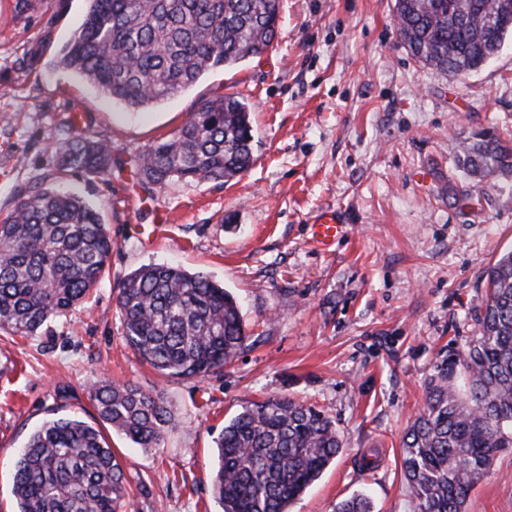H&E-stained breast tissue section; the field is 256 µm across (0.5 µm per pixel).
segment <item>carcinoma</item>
I'll list each match as a JSON object with an SVG mask.
<instances>
[{
	"label": "carcinoma",
	"instance_id": "1",
	"mask_svg": "<svg viewBox=\"0 0 512 512\" xmlns=\"http://www.w3.org/2000/svg\"><path fill=\"white\" fill-rule=\"evenodd\" d=\"M56 65L131 110L193 87L210 69L263 55L282 0H88ZM407 52L456 77L481 69L512 36V0H395ZM251 109L237 93L204 100L172 137L137 157L145 185L226 182L254 164ZM112 165V142L69 137L57 179H90ZM470 180L512 178V138L483 131L460 143ZM112 236L96 207L54 186L22 187L0 220V329L32 336L67 316L109 274ZM474 336L435 365L422 411L407 429L402 470L418 512H464L495 457L512 448V251L483 274ZM127 345L166 377L201 378L248 340L235 297L208 275L149 264L125 275L116 300ZM99 421L137 447L161 446L171 422L164 396L107 379L90 389ZM212 489L220 512H290L343 448L323 411L286 396L253 403L215 441ZM18 512H127L126 478L100 428L48 420L19 452ZM336 512H372L354 495Z\"/></svg>",
	"mask_w": 512,
	"mask_h": 512
}]
</instances>
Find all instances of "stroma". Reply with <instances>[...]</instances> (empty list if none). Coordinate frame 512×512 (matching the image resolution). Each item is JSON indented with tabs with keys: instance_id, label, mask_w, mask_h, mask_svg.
<instances>
[{
	"instance_id": "obj_1",
	"label": "stroma",
	"mask_w": 512,
	"mask_h": 512,
	"mask_svg": "<svg viewBox=\"0 0 512 512\" xmlns=\"http://www.w3.org/2000/svg\"><path fill=\"white\" fill-rule=\"evenodd\" d=\"M18 15L0 0V218L19 185L55 182V128L112 142V171L65 182L112 235L111 276L36 335L0 332V512H16L13 459L47 420L96 423L98 378L163 394L172 421L146 452L103 432L135 489L133 512H219L214 441L250 402L285 394L335 421L344 447L291 512H334L366 495L373 512H418L401 442L425 403L441 351L474 332L482 273L512 250V180L462 179L460 142L512 133V40L480 71L438 74L400 43L394 0H283L273 48L132 112L53 62L82 23L85 0H37ZM32 67L14 61L28 47ZM247 99L254 165L227 183H172L149 193L136 155L171 135L199 102ZM467 190L473 201L455 204ZM325 210L346 231L312 243ZM203 272L236 298L250 335L224 371L165 378L124 340L119 282L149 263ZM379 465L361 470L362 456ZM466 512H512V450L498 454Z\"/></svg>"
}]
</instances>
